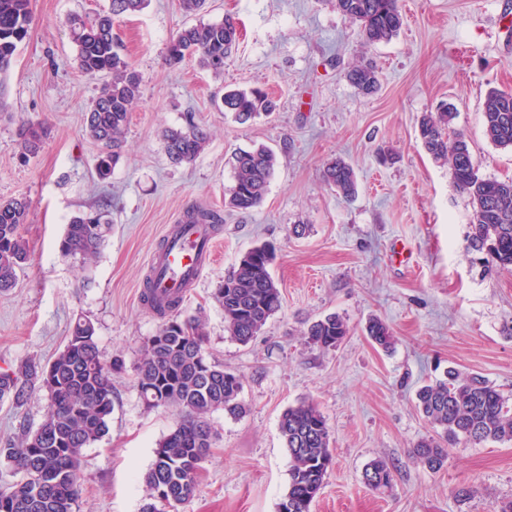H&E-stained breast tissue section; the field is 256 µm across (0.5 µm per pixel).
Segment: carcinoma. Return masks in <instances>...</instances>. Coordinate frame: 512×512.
<instances>
[{
  "mask_svg": "<svg viewBox=\"0 0 512 512\" xmlns=\"http://www.w3.org/2000/svg\"><path fill=\"white\" fill-rule=\"evenodd\" d=\"M146 2L110 0L108 10L92 18L73 15L68 19L77 47L78 69L89 77H109L85 121L86 136L101 146L95 162L100 180L110 178L121 157L130 112L140 98V78L117 49L114 21L141 12ZM336 9L360 25L366 45L391 41L403 25L397 0H336ZM30 23V0H0L1 108L3 77L27 38ZM238 28L237 18L232 15L219 22L192 24L171 39L166 63L177 66L195 56L203 69L221 74L236 45ZM348 78L367 94L377 85V73L371 66L353 67ZM221 105L242 123L276 109V103L257 88L228 91L221 97ZM454 118V108L448 105L424 115L418 125L419 138L433 158L448 164L454 184L472 201V247L487 251L500 267L512 269V180L479 175L467 141L451 128ZM483 120L491 143L512 148L511 90L487 93ZM46 135L43 124H24L20 130L23 154L38 153ZM163 138L174 164L194 161L208 142L207 133L195 126L185 130L168 128ZM275 165L276 156L267 148L236 153L229 207L244 213L258 206ZM322 178L346 198L357 194L356 174L341 158L326 163ZM29 219L28 201L0 203V292L16 285L18 273L31 260L22 234ZM219 222L216 213L203 208L187 211L182 220L184 224ZM111 229L104 210L80 212L69 220L59 253L90 265ZM266 250L265 246H256L244 253L215 292L224 307L225 331L244 345L281 308V292L269 270L271 259L264 257ZM144 300L161 319V325L145 341L137 367L140 395L149 408L178 407L180 418L157 444L154 462L144 474L148 502L143 512H168L194 496L201 464L209 457L215 438L209 414L222 409L236 417L243 412L239 402L241 381L209 359L202 320L178 314L180 296L159 299L150 277ZM366 331L378 347L388 350L394 345V336L382 321L371 320ZM347 334L346 323L336 314L316 321L308 331L310 343L323 349L337 347ZM118 369V361L108 362L102 357L94 324L80 317L67 344L49 364L29 359L0 372L1 402L9 400L21 408L35 393L47 394L43 423L35 430L22 431L15 440L0 442V458L21 475L11 486L0 487V512H80V451L108 432L112 373ZM416 399L433 434L418 440L411 455L430 471L445 465L449 445L512 443L509 398L479 374L450 369L445 378L421 387ZM279 432L288 452V487L278 512H310L333 462L327 421L315 404L303 401L284 410ZM364 481L371 490L385 493L393 486L392 471L386 463L374 461L365 469Z\"/></svg>",
  "mask_w": 512,
  "mask_h": 512,
  "instance_id": "carcinoma-1",
  "label": "carcinoma"
}]
</instances>
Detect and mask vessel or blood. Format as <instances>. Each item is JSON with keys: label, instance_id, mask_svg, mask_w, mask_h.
I'll return each instance as SVG.
<instances>
[{"label": "vessel or blood", "instance_id": "1", "mask_svg": "<svg viewBox=\"0 0 512 512\" xmlns=\"http://www.w3.org/2000/svg\"><path fill=\"white\" fill-rule=\"evenodd\" d=\"M215 244L205 225L171 229L165 247L151 260L157 288L187 293L200 277L205 263L212 260Z\"/></svg>", "mask_w": 512, "mask_h": 512}]
</instances>
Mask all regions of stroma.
Listing matches in <instances>:
<instances>
[{
	"instance_id": "35a3bbf8",
	"label": "stroma",
	"mask_w": 512,
	"mask_h": 512,
	"mask_svg": "<svg viewBox=\"0 0 512 512\" xmlns=\"http://www.w3.org/2000/svg\"><path fill=\"white\" fill-rule=\"evenodd\" d=\"M403 27L390 42L361 43L358 24L335 0H208L204 18L233 14L238 43L223 74L186 59L165 63L167 46L194 19L180 0H148L117 19L121 53L141 79L125 153L109 179L95 175L99 147L84 133L85 115L105 80L81 73L67 23L94 16L109 0H30L28 38L19 46L0 111V200L26 198L31 261L15 288L0 292V371L63 349L77 318L92 321L112 375L108 432L81 451V512H142L143 476L157 443L175 426V407L150 409L136 383L143 345L159 320L143 299L150 259L184 214L217 213L219 256L180 304L204 320L212 360L238 374L245 411L217 410L216 434L193 498L175 512H277L288 485L282 412L302 401L327 420L333 464L312 512H491L512 499V444H459L432 472L410 455L430 429L415 407L421 386L448 368L485 376L512 398V270L471 248L473 206L418 137L422 115L453 104L454 130L469 143L483 177L512 179V149L485 136L490 88L512 90V0H401ZM357 64L375 67V91L348 80ZM260 88L278 108L242 124L221 111L232 88ZM44 123L39 153L23 155L20 130ZM196 125L209 142L193 162L172 164L162 132ZM271 148L275 172L259 206L225 204L240 149ZM342 158L358 177L346 199L322 179ZM105 209L112 232L97 262L82 268L58 244L69 219ZM275 250L270 272L282 306L248 344L224 330L218 285L253 246ZM339 315L348 334L336 348L308 341L307 329ZM390 328L386 351L365 332L369 319ZM46 396L20 408L0 402V437L36 429ZM385 460L393 489L364 483ZM471 489V497L460 489Z\"/></svg>"
}]
</instances>
